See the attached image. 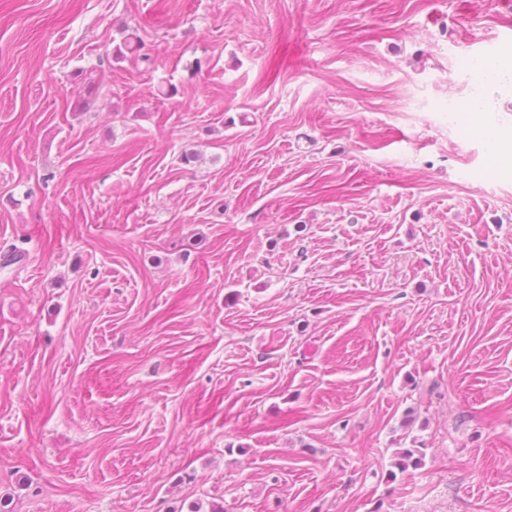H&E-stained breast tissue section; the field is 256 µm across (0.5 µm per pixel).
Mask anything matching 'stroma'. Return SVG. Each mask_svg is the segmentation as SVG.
<instances>
[{
  "label": "stroma",
  "instance_id": "35a3bbf8",
  "mask_svg": "<svg viewBox=\"0 0 512 512\" xmlns=\"http://www.w3.org/2000/svg\"><path fill=\"white\" fill-rule=\"evenodd\" d=\"M493 43L512 0H0V497L512 512V165L448 109Z\"/></svg>",
  "mask_w": 512,
  "mask_h": 512
}]
</instances>
